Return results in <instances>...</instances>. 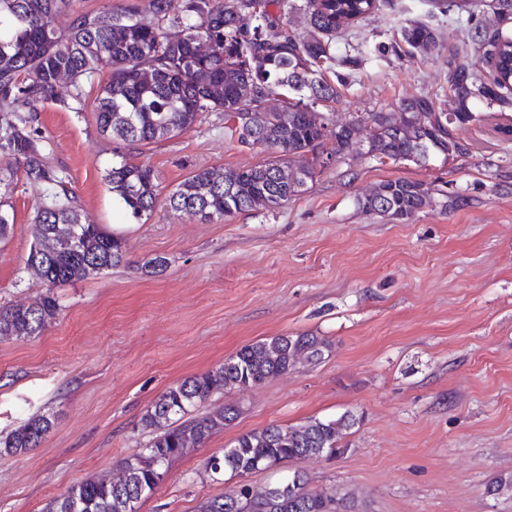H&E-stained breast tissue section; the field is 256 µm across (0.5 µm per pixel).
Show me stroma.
Masks as SVG:
<instances>
[{
    "instance_id": "1",
    "label": "stroma",
    "mask_w": 512,
    "mask_h": 512,
    "mask_svg": "<svg viewBox=\"0 0 512 512\" xmlns=\"http://www.w3.org/2000/svg\"><path fill=\"white\" fill-rule=\"evenodd\" d=\"M413 21L434 30L436 48L392 51ZM465 26V14L438 0H376L371 14L336 32L348 83L330 107L335 119L393 112L421 95L450 111L448 49ZM108 78L95 73L77 99L61 84L58 101L33 113L27 129L53 183H30L22 158L0 144V166L16 172L0 305L46 290L24 264L35 211L56 182L91 223L121 236L127 253L106 275L59 289L62 312L39 336L0 341V437L36 415L55 419L39 447L0 455V512H41L75 482L115 476L147 443L140 418L167 387L244 345L298 333L325 338L329 352L217 396L239 406L238 418L174 459L137 512H197L242 480L264 485L298 469L311 490L351 493L354 512H512V105L473 103L483 119L456 129L459 157L395 164L356 148L273 212L204 224L162 206L136 220L105 181L120 159L151 165L164 198L194 169L247 168L267 154L225 135L217 112L168 140L115 141L94 115ZM394 178L447 184L468 204L436 202L403 224L358 209L357 197ZM157 257L165 271L145 273ZM345 414L356 423L332 460L245 479L207 467L248 432Z\"/></svg>"
}]
</instances>
